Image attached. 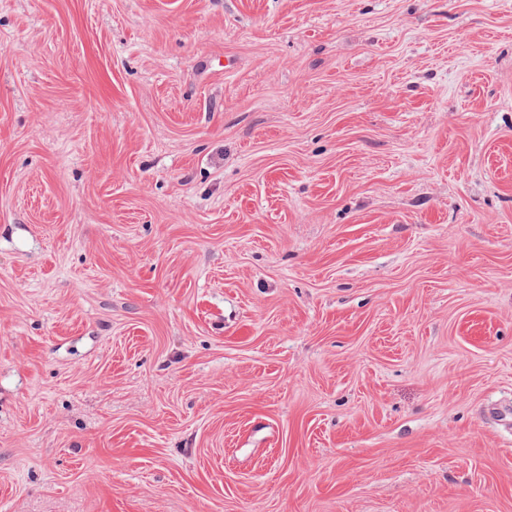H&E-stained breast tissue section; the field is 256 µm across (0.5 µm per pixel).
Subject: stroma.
I'll return each mask as SVG.
<instances>
[{"instance_id": "1", "label": "stroma", "mask_w": 512, "mask_h": 512, "mask_svg": "<svg viewBox=\"0 0 512 512\" xmlns=\"http://www.w3.org/2000/svg\"><path fill=\"white\" fill-rule=\"evenodd\" d=\"M0 512H512V0H0Z\"/></svg>"}]
</instances>
